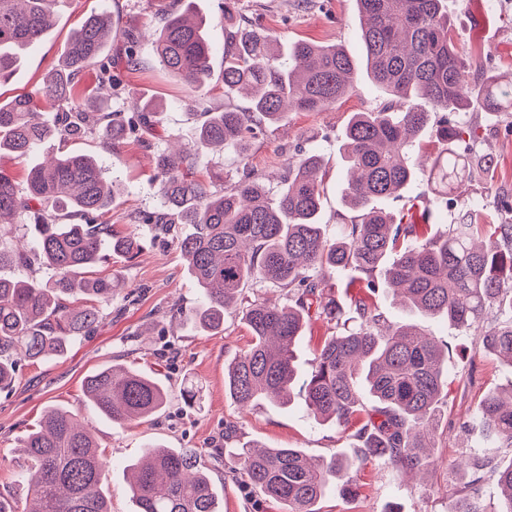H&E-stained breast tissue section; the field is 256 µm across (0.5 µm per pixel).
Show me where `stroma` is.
<instances>
[{"label": "stroma", "mask_w": 512, "mask_h": 512, "mask_svg": "<svg viewBox=\"0 0 512 512\" xmlns=\"http://www.w3.org/2000/svg\"><path fill=\"white\" fill-rule=\"evenodd\" d=\"M169 0H63L48 35L32 45L9 82L0 85V98L8 100L34 92L44 77L56 69L66 41L84 16L111 12L119 30L145 32L138 52L136 70L123 74L124 91L112 98L108 108L125 109L126 101L139 99L156 105L157 138L128 139L107 148L98 133L68 144V151L100 158L122 191L106 219L116 231L130 230L140 212H157L162 199L153 179V155L164 140L185 147L198 138L204 105L225 103L224 18L217 0H189L192 13L202 17L213 53L211 79L194 91L167 72L157 61L149 32L161 26L162 5ZM448 12L455 23V38L466 55L476 57L481 72L512 81V0H448ZM242 20L257 22L276 32L282 44L308 40L323 45L342 46L355 60L358 90L319 112H289L278 125L265 128L252 140L249 164L263 178L270 191L280 187L282 165L288 157L317 151L325 167L322 222L328 235L336 227L350 223L351 211L341 204L345 172L338 149L351 115L370 112L383 103L381 93L366 75L365 55L358 28L356 0H241ZM462 119L476 128L480 141L477 153L490 154L491 165L475 170L457 201L433 196L425 171L399 200H384L380 206L391 212L403 208L406 200L427 197L432 213L431 232L456 223L468 201H476L483 216L495 224H511L512 214L498 207L501 197H512V112L492 113L472 109ZM91 276H116L126 287L113 300L103 321L90 336L77 340L60 357L32 363L19 362L12 389L0 391V494L23 498L18 488V440L52 405L75 410L96 435L112 471L107 492L112 512H130L132 504L123 480L124 466L139 456L146 443L159 442L170 448L207 451L224 445V425L234 422L237 439L274 448H298L312 459L325 458L348 448V432L332 424L310 418L302 399L286 408L268 404L239 414L224 392V365L243 352L250 341L241 313L224 316L223 332L204 333L182 324L177 308H189L199 301V290L189 277L184 259L168 238L144 236L143 248L130 261L112 258L91 268ZM380 311L392 321L414 320L425 333L448 347V412L438 429V466L424 477H412L374 465L364 466L357 477L358 496L343 499L328 495L319 512H450L462 479L454 464L477 455L501 463L512 462L505 448L472 449L461 431L488 393L512 389V367L496 357L479 352L465 331L447 322L409 313L394 307L384 295L376 297ZM122 364L161 381L171 394L162 412L128 430L112 424L88 405L83 383L97 370ZM202 387L199 406L187 407L181 391L185 378ZM233 461L214 464L211 475L221 490L219 512H282L270 499L244 493L233 473Z\"/></svg>", "instance_id": "1"}]
</instances>
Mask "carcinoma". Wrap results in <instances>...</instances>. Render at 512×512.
<instances>
[{
	"label": "carcinoma",
	"instance_id": "carcinoma-1",
	"mask_svg": "<svg viewBox=\"0 0 512 512\" xmlns=\"http://www.w3.org/2000/svg\"><path fill=\"white\" fill-rule=\"evenodd\" d=\"M61 0H0V84L13 75L23 51L51 27ZM240 0H219L224 15V92L242 96L241 111L226 107L200 126L196 145L155 155V181L172 221L154 213L135 217L134 229L120 234L103 220L118 193L107 168L94 156L61 153L30 167L26 191L0 168V235L6 224H32L31 242L0 249V267L24 269L37 262L54 272L48 281L0 277V390L15 379L16 356L38 362L59 356L94 332L117 289L110 278L86 271L122 255L132 260L141 247L139 229L170 235L200 290L196 307L178 311L182 322L206 332L224 328V312L242 306L250 334L247 349L225 368L224 390L234 404L284 406L295 393L316 422L353 427L356 444L315 463L299 448L246 446L236 449L234 472L245 487L281 503L284 512H319L331 491L346 498L359 493L343 473L367 464L412 471L434 463L438 423L446 414L448 353L414 324L389 321L369 298L355 301L353 316L334 292L332 281L346 271L366 276L369 294L376 277L393 286L404 309L433 316L475 332L479 349L512 366V224L480 222L478 205L443 233L421 237L416 225L372 206L398 198L416 177L411 153L431 113L446 112L439 134L448 142L429 178L449 195L472 176L476 157L458 143L475 142L476 130L455 120L462 110L512 112V84L482 75L454 38L444 0H357L367 76L399 105L356 112L339 146L348 179L344 205L357 219L342 224L336 237L321 222L323 163L314 153L288 161L281 188L271 196L261 176L249 168L248 143L268 124L280 123L288 109L319 112L357 90L355 63L335 45L296 41L282 51L275 32L236 24ZM172 0L157 30L153 51L161 65L190 89L205 87L211 75V45L203 21ZM116 32L112 15L83 19L67 41L59 68L32 95L0 103V154L16 158L38 151L48 139L66 146L92 134L102 122L112 126L111 144L150 130L145 106L124 117L105 112L102 99L114 95L118 68L131 70L139 59L136 32L113 65L98 72L99 95L89 98L77 78L99 58ZM54 107L50 119L34 121L38 100ZM231 147L242 176L218 186L223 176H200L202 153ZM273 285L281 297L250 299L248 290ZM76 293L85 303L73 306ZM352 323L324 339L310 370L296 385V351L312 319ZM84 394L112 423L133 427L161 412L168 391L156 379L129 366H110L89 375ZM483 437L512 448V392L508 400L490 393L472 417ZM22 484L31 507L26 512H111L106 493L109 469L79 415L50 407L21 440ZM195 448L147 445L127 465L134 512H218L217 490ZM472 477L458 490L452 512H487L479 498L485 476L501 494L497 512H512V463H471Z\"/></svg>",
	"mask_w": 512,
	"mask_h": 512
}]
</instances>
